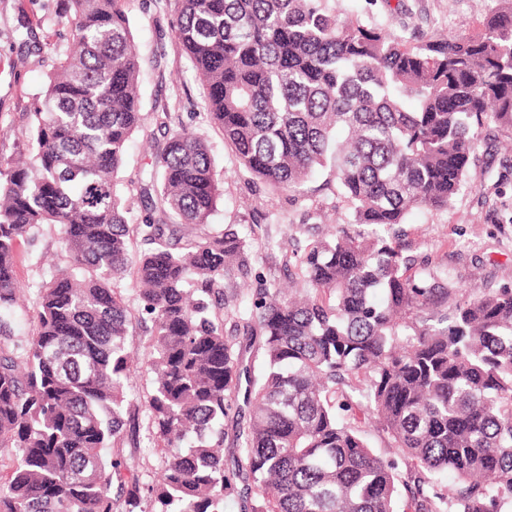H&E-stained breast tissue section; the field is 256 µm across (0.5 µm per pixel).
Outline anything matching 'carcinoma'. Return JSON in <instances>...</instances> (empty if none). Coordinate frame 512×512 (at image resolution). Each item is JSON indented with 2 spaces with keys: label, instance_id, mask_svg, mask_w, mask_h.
<instances>
[{
  "label": "carcinoma",
  "instance_id": "1",
  "mask_svg": "<svg viewBox=\"0 0 512 512\" xmlns=\"http://www.w3.org/2000/svg\"><path fill=\"white\" fill-rule=\"evenodd\" d=\"M123 2L70 0L71 39L0 154V331L18 242L60 232L31 339L0 347V512H224L228 495L239 512H512V288H450L396 233L412 208L448 207L486 123L512 128V0L475 34L417 41L324 0H174L234 172L290 192L324 170L351 205L354 231L311 240L297 287L246 306L224 271L249 274V236L195 233L222 195L203 138L163 114L143 212L122 199L144 123ZM240 320L257 367L226 329ZM138 326L153 380L135 401ZM142 416L149 484L121 447H139Z\"/></svg>",
  "mask_w": 512,
  "mask_h": 512
}]
</instances>
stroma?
Segmentation results:
<instances>
[{"label":"stroma","mask_w":512,"mask_h":512,"mask_svg":"<svg viewBox=\"0 0 512 512\" xmlns=\"http://www.w3.org/2000/svg\"><path fill=\"white\" fill-rule=\"evenodd\" d=\"M498 0H326L328 9L367 26L406 29L414 37L471 33ZM66 0H0V153L14 151L25 133L24 115L40 100L53 60L66 45ZM141 64L143 127L131 137L121 180L155 166L163 146L155 117L167 112L207 140L224 191L210 224L241 225L252 238L256 261L249 275L224 274L227 292L252 297L259 288L287 277L283 256L299 253L308 240L341 231L347 201L326 187L324 175L280 194L233 173V158L220 129L203 118L205 91L172 33V0H125ZM408 252L446 270L454 286L512 288V129L485 126L470 158L469 184L448 207L409 211L400 226ZM58 249V230L47 227L18 248L16 275L27 290L13 323L0 337L11 346L29 338L28 316L46 261Z\"/></svg>","instance_id":"stroma-1"}]
</instances>
